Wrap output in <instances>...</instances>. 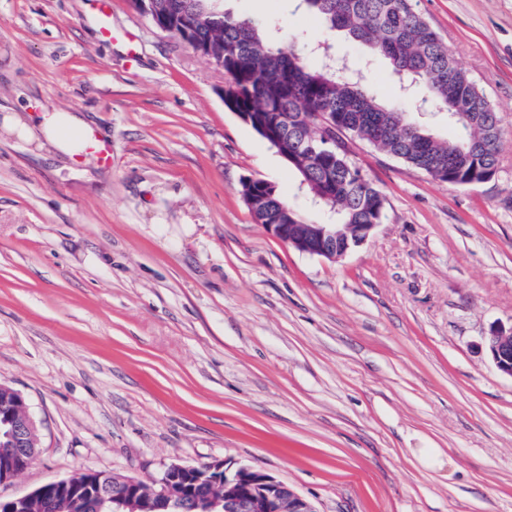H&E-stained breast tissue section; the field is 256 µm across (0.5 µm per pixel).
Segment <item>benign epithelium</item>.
Listing matches in <instances>:
<instances>
[{"label":"benign epithelium","instance_id":"obj_1","mask_svg":"<svg viewBox=\"0 0 512 512\" xmlns=\"http://www.w3.org/2000/svg\"><path fill=\"white\" fill-rule=\"evenodd\" d=\"M163 31L164 17L154 9L153 0H133ZM237 116L272 144L267 118L258 112ZM242 197L252 211L263 208L264 199L254 189V180L241 183ZM274 238L309 255L340 259L363 244L376 228L374 224H265ZM496 369L512 378V330L496 328L484 339ZM15 400L0 401V473L11 480L31 465L28 440L32 423L15 414ZM42 501L43 512H67L72 504H95L96 512H316L313 504L276 477L248 465L230 470L225 461L214 460L199 466L168 465L160 478L144 481L114 474L98 485L77 486L64 479L47 483L19 498L2 500L3 512H22L33 499Z\"/></svg>","mask_w":512,"mask_h":512}]
</instances>
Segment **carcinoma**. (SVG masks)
<instances>
[{"mask_svg": "<svg viewBox=\"0 0 512 512\" xmlns=\"http://www.w3.org/2000/svg\"><path fill=\"white\" fill-rule=\"evenodd\" d=\"M221 0H156L170 27H189L196 39L224 54V103L237 112H269L288 137V154L305 189L329 196L337 224H379L383 197L352 163L348 153L315 160L307 146L323 133L320 114L331 113L347 134L397 158L434 180L471 184L483 169L497 165L500 118L483 91L417 10L414 0H299L332 32L385 57L396 88H413L433 111L459 113L456 134L441 138L385 102L352 77L333 40L309 46L305 32L289 35L272 18L225 10ZM259 224H308L299 208L275 189Z\"/></svg>", "mask_w": 512, "mask_h": 512, "instance_id": "cac0c4a2", "label": "carcinoma"}]
</instances>
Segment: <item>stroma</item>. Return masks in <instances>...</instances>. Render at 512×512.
Instances as JSON below:
<instances>
[{"mask_svg":"<svg viewBox=\"0 0 512 512\" xmlns=\"http://www.w3.org/2000/svg\"><path fill=\"white\" fill-rule=\"evenodd\" d=\"M89 3L0 0V115L77 111L112 146L105 167L0 129V383L39 438L0 498L222 459L317 512H512V378L484 347L512 327V0H417L500 117L495 177L350 141L385 216L336 261L256 223L246 178L328 216L225 108L223 71L131 0L105 40ZM225 6L324 36L287 0ZM336 47L394 99L384 58Z\"/></svg>","mask_w":512,"mask_h":512,"instance_id":"obj_1","label":"stroma"}]
</instances>
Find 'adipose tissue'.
<instances>
[{"mask_svg": "<svg viewBox=\"0 0 512 512\" xmlns=\"http://www.w3.org/2000/svg\"><path fill=\"white\" fill-rule=\"evenodd\" d=\"M0 126L8 132L34 138L43 137L62 154L72 157L79 154V142L92 133V126L81 115L71 111L36 107L30 122L19 121L7 113L0 117Z\"/></svg>", "mask_w": 512, "mask_h": 512, "instance_id": "1", "label": "adipose tissue"}]
</instances>
